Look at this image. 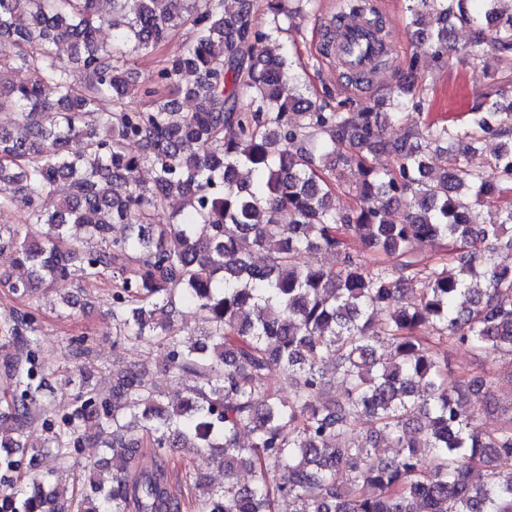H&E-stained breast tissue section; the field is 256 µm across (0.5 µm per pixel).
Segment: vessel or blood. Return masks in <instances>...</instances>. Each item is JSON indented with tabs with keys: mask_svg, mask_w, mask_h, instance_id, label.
<instances>
[{
	"mask_svg": "<svg viewBox=\"0 0 512 512\" xmlns=\"http://www.w3.org/2000/svg\"><path fill=\"white\" fill-rule=\"evenodd\" d=\"M335 51L344 61V74H369L377 58L390 53L391 45L368 24L342 18L336 24Z\"/></svg>",
	"mask_w": 512,
	"mask_h": 512,
	"instance_id": "obj_1",
	"label": "vessel or blood"
}]
</instances>
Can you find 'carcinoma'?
Here are the masks:
<instances>
[{"label":"carcinoma","mask_w":512,"mask_h":512,"mask_svg":"<svg viewBox=\"0 0 512 512\" xmlns=\"http://www.w3.org/2000/svg\"><path fill=\"white\" fill-rule=\"evenodd\" d=\"M408 2L412 23L434 22L435 60L452 51L456 24L512 56V0ZM111 4L103 16L98 0H0V112H17L25 130L0 128V211L47 226L28 239L0 225V250H16L25 268L1 275L0 286L29 299L46 284L112 272L113 347L157 344L166 371L195 384L166 405L136 366L121 371L110 397L83 373L67 379L61 424H45L29 465L44 454L67 461L90 441V423L111 436L112 458L66 501L45 472L17 486L0 512H276L280 499L295 512H512V414L494 432L479 430L470 396L498 410L494 379H458L437 348L512 357V270L496 261L512 252V202L489 224L460 221L482 197L512 192V102L471 113L465 128L432 121L389 141L385 125L421 109L418 57L405 61L392 97L312 100L270 45L317 0H264L262 25L253 0ZM336 9L383 18L377 0H337ZM186 24L183 52L137 84L128 54L154 51ZM103 26L108 46L97 39ZM134 93L145 106L130 107ZM486 136L501 140L488 161L496 181L472 164ZM431 151L437 167L426 163ZM379 153L391 167L372 166ZM60 180L69 194L49 207ZM345 187L354 204L341 208L336 192ZM395 204L406 208L399 224L389 220ZM167 208L170 222L154 223ZM70 224L99 248L83 250ZM423 247L439 257L422 258ZM253 248L267 253L264 264ZM312 251L332 263L306 264ZM366 251L395 264L368 263ZM183 304L206 313V333L178 324ZM36 311L0 325V370L13 387L0 395L8 470L38 420L30 402L48 386ZM287 371L296 381L285 402L270 380ZM338 377L345 389L336 397ZM363 417L371 429L357 436ZM142 448L155 458L149 469L135 464ZM176 448L215 451L224 485L191 475L190 498L177 493L168 478ZM240 470L251 484L237 482Z\"/></svg>","instance_id":"obj_1"}]
</instances>
